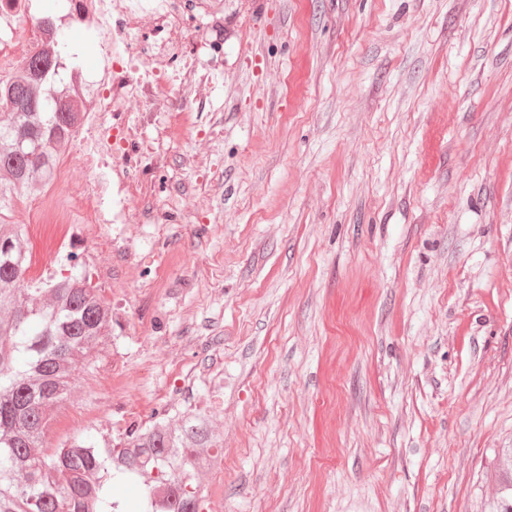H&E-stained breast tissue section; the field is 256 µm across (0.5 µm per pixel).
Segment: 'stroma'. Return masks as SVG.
Masks as SVG:
<instances>
[{"mask_svg":"<svg viewBox=\"0 0 512 512\" xmlns=\"http://www.w3.org/2000/svg\"><path fill=\"white\" fill-rule=\"evenodd\" d=\"M180 48L221 76L198 112L127 118L106 347L47 450L112 397L207 414L202 512H484L512 448V0H181ZM24 279L70 256L27 224ZM199 376L182 400L171 384Z\"/></svg>","mask_w":512,"mask_h":512,"instance_id":"35a3bbf8","label":"stroma"}]
</instances>
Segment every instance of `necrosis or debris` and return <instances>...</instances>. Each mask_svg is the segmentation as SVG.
<instances>
[{
  "mask_svg": "<svg viewBox=\"0 0 512 512\" xmlns=\"http://www.w3.org/2000/svg\"><path fill=\"white\" fill-rule=\"evenodd\" d=\"M147 16L168 30L177 28L175 0H64L59 23L50 26L31 17L28 0H0V73L13 72L44 47L58 49L61 24L78 23L98 40L95 70H71L59 84L78 108L90 143L78 165L56 161L46 184L23 207L28 217L73 224L72 237L81 245L111 239L113 225L127 223L132 213L124 188L113 187L107 172L119 154L112 135L125 131L128 113L143 111L163 97L180 111H195L194 92L211 79L193 60L174 68L179 44L171 39L134 56ZM165 73L172 76L166 84L159 80ZM81 201L86 207L79 219H72L71 209Z\"/></svg>",
  "mask_w": 512,
  "mask_h": 512,
  "instance_id": "obj_1",
  "label": "necrosis or debris"
}]
</instances>
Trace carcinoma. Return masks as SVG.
<instances>
[{
    "label": "carcinoma",
    "instance_id": "obj_1",
    "mask_svg": "<svg viewBox=\"0 0 512 512\" xmlns=\"http://www.w3.org/2000/svg\"><path fill=\"white\" fill-rule=\"evenodd\" d=\"M57 64L47 51L0 77V211L34 179L47 178L77 131L79 115L48 112L44 85ZM26 252L19 224L0 225V512H200L198 475L223 461L224 434L203 415L177 427L156 422L120 446L79 434L42 454L48 407L63 400L71 371L105 344L112 310L79 275L44 288L24 285ZM496 495L485 512H512V448L495 456ZM156 480L166 501L146 495L126 505L119 490Z\"/></svg>",
    "mask_w": 512,
    "mask_h": 512
}]
</instances>
